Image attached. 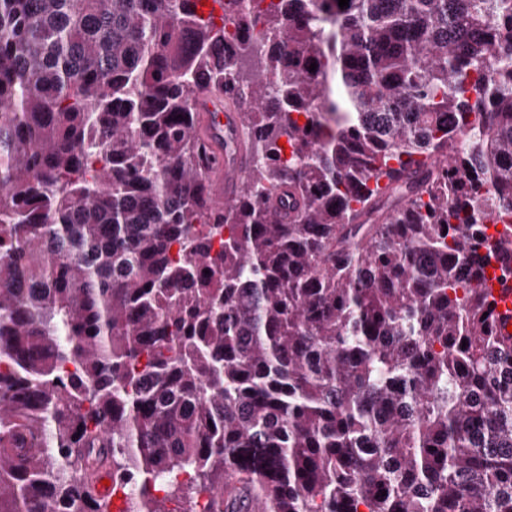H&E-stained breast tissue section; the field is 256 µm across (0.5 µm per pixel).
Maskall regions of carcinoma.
I'll use <instances>...</instances> for the list:
<instances>
[{
	"mask_svg": "<svg viewBox=\"0 0 512 512\" xmlns=\"http://www.w3.org/2000/svg\"><path fill=\"white\" fill-rule=\"evenodd\" d=\"M242 2L0 0V512H512V0ZM192 105L196 111L197 137L203 144L200 165L210 175L217 201H230L242 191L250 170L239 113L245 110L206 92L197 94ZM498 286V289H495ZM490 300L495 304V313L502 321L504 336L512 337V333L507 330L508 325H512V277H508L504 282L497 279L489 284ZM498 293V296H495Z\"/></svg>",
	"mask_w": 512,
	"mask_h": 512,
	"instance_id": "1",
	"label": "carcinoma"
}]
</instances>
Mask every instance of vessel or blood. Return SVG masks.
<instances>
[{
  "instance_id": "vessel-or-blood-1",
  "label": "vessel or blood",
  "mask_w": 512,
  "mask_h": 512,
  "mask_svg": "<svg viewBox=\"0 0 512 512\" xmlns=\"http://www.w3.org/2000/svg\"><path fill=\"white\" fill-rule=\"evenodd\" d=\"M192 105L197 136L203 145L200 165L210 175L217 201H230L242 191L250 170L240 109L205 92L197 94ZM493 302L503 325H512V277L499 282Z\"/></svg>"
}]
</instances>
